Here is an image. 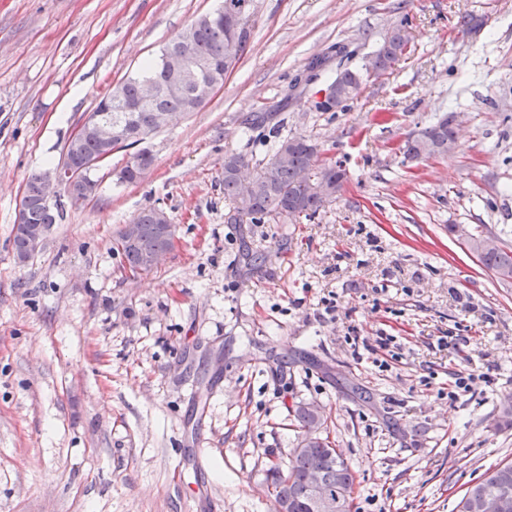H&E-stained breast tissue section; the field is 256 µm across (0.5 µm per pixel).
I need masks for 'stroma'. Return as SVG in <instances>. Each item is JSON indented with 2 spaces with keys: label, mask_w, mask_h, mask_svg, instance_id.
Here are the masks:
<instances>
[{
  "label": "stroma",
  "mask_w": 512,
  "mask_h": 512,
  "mask_svg": "<svg viewBox=\"0 0 512 512\" xmlns=\"http://www.w3.org/2000/svg\"><path fill=\"white\" fill-rule=\"evenodd\" d=\"M221 3L0 0V512H278L266 471L299 446L302 403L354 473L350 512H455L512 461V282L448 230L512 244V0H256L244 58L146 140L144 177L120 182L129 153L114 152L94 195L64 199L15 258L31 174ZM405 17L410 54L345 111L310 105L335 59L289 98L312 58L371 55ZM446 112L457 148L404 160L398 144ZM276 129L342 161L344 190L295 224L227 223L225 154L265 162ZM150 207L174 245L134 274L114 241Z\"/></svg>",
  "instance_id": "35a3bbf8"
}]
</instances>
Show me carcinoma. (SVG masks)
I'll list each match as a JSON object with an SVG mask.
<instances>
[{"label":"carcinoma","instance_id":"1","mask_svg":"<svg viewBox=\"0 0 512 512\" xmlns=\"http://www.w3.org/2000/svg\"><path fill=\"white\" fill-rule=\"evenodd\" d=\"M254 23V13L242 17L239 35L231 49L228 47L224 21L214 19L209 12L203 13L170 42L193 64L192 70L184 77L175 78L159 65L156 58L124 77L112 89V95L103 97L93 109L95 113L112 116V119L129 129L131 140L114 147V150L135 146L151 125L152 109L140 105L142 82L150 80L160 87L161 96L155 107L161 111L180 116L199 111L206 103V100L199 97V89L212 84L219 88L224 84L226 76L248 49ZM407 24L408 18H402L384 36L381 46L374 53L373 71L376 76L386 75L410 48L402 35ZM366 77L364 64L354 69L346 67L336 74L330 86L336 92L338 108L346 109L348 102L357 98ZM418 136L434 147L438 154L448 153V142L456 138L455 113L448 112L440 116L434 123L420 130ZM100 150L99 142L86 136L72 157L78 159L92 156ZM283 152L288 153L286 164L278 159ZM153 163L154 156L139 149L130 154L125 169H134L140 178ZM247 167L249 160L245 155H224V198L233 204V209L228 212L229 224H260L268 216L291 223L303 217L310 219L325 205L318 189L340 193L348 181V173L343 164L322 157L319 145L303 135L277 138L272 144L268 160L249 178L241 175V171ZM306 171L314 176V180L299 178V173ZM24 196L29 201L23 215L25 225L41 227L47 231L63 217L61 202H43L41 175H31ZM135 223L138 224V234L132 238L124 230H119L115 239L116 249L122 253L130 270L149 273L153 270L149 265L150 258L172 248L174 232L167 231L158 222V209L154 207L143 210ZM468 244L480 262L499 279L512 280V249L507 250L499 245L487 246L481 233L470 234ZM12 246L16 256L22 259L29 256L28 237L18 223L14 227ZM295 415L300 427L307 432L324 424L319 411L311 408L299 406ZM328 446L329 441L319 437L317 442L311 444V450H296L289 463H273L267 470L273 494L279 503L289 502L288 509L291 512H311L307 506L306 477L311 465L325 459L323 449ZM323 481L330 492L340 498L342 512H350L355 479L351 468L341 456L325 464ZM494 489L512 492V463L487 472L481 481L467 488L457 503V512H475L474 504Z\"/></svg>","mask_w":512,"mask_h":512}]
</instances>
